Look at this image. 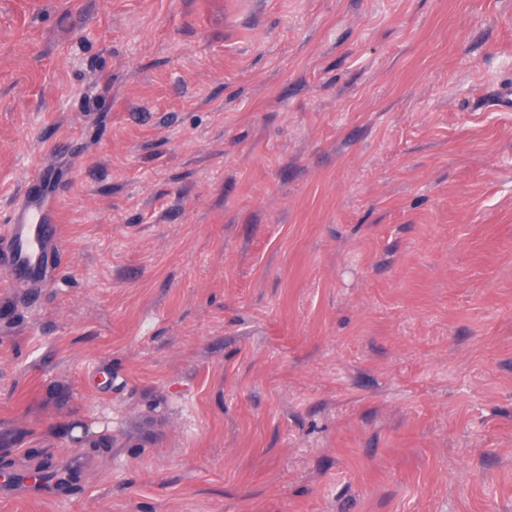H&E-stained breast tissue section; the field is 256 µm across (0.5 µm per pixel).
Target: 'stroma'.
Here are the masks:
<instances>
[{"label": "stroma", "mask_w": 512, "mask_h": 512, "mask_svg": "<svg viewBox=\"0 0 512 512\" xmlns=\"http://www.w3.org/2000/svg\"><path fill=\"white\" fill-rule=\"evenodd\" d=\"M0 512H512V0H0ZM42 191L41 176H32L25 185V200L2 226V265L14 281L41 282L44 253L56 247L60 237V225L43 209ZM86 466L87 463L83 458L74 457L60 467L34 473H0V496L35 492L56 498L68 497L70 490L80 480Z\"/></svg>", "instance_id": "35a3bbf8"}]
</instances>
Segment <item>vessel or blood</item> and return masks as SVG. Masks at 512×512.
Returning <instances> with one entry per match:
<instances>
[{
    "instance_id": "b4317fda",
    "label": "vessel or blood",
    "mask_w": 512,
    "mask_h": 512,
    "mask_svg": "<svg viewBox=\"0 0 512 512\" xmlns=\"http://www.w3.org/2000/svg\"><path fill=\"white\" fill-rule=\"evenodd\" d=\"M59 237V225L53 223L42 205L41 178L32 176L25 185L24 201L14 209L8 224L0 226V240L5 243L0 264L12 280L39 283L44 254L57 245ZM86 466L83 458L75 457L62 466L34 473H0V496L21 492L68 496Z\"/></svg>"
}]
</instances>
